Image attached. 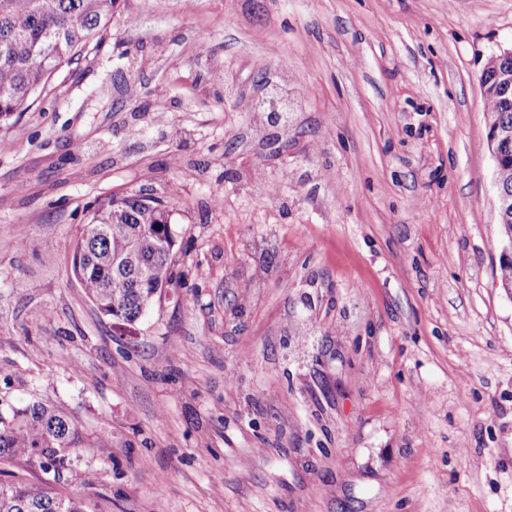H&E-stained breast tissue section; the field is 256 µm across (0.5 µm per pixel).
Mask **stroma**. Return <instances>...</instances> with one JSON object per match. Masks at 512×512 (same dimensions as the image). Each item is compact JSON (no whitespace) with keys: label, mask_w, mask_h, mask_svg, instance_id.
I'll return each mask as SVG.
<instances>
[{"label":"stroma","mask_w":512,"mask_h":512,"mask_svg":"<svg viewBox=\"0 0 512 512\" xmlns=\"http://www.w3.org/2000/svg\"><path fill=\"white\" fill-rule=\"evenodd\" d=\"M512 0H120L0 152V391L87 512H512V296L480 76ZM172 211L131 327L90 211ZM95 473L87 483L86 473ZM171 217L162 200L141 194L111 198L91 211L83 236L98 233L82 244L77 238L72 273L103 315L132 326L171 284Z\"/></svg>","instance_id":"1"}]
</instances>
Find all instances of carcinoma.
Masks as SVG:
<instances>
[{"label":"carcinoma","mask_w":512,"mask_h":512,"mask_svg":"<svg viewBox=\"0 0 512 512\" xmlns=\"http://www.w3.org/2000/svg\"><path fill=\"white\" fill-rule=\"evenodd\" d=\"M119 0H0V128L13 126L63 65L102 37ZM512 74V56H491L481 85ZM485 111L502 133L508 166L499 190L512 199V92L484 97ZM98 233L75 244L73 276L105 316L134 325L171 284L175 238L169 206L129 194L95 207ZM89 444L75 418L41 401L15 405L0 399V462H22L49 474L45 481H0V512H84L80 501L52 491L70 472L77 449Z\"/></svg>","instance_id":"carcinoma-1"}]
</instances>
